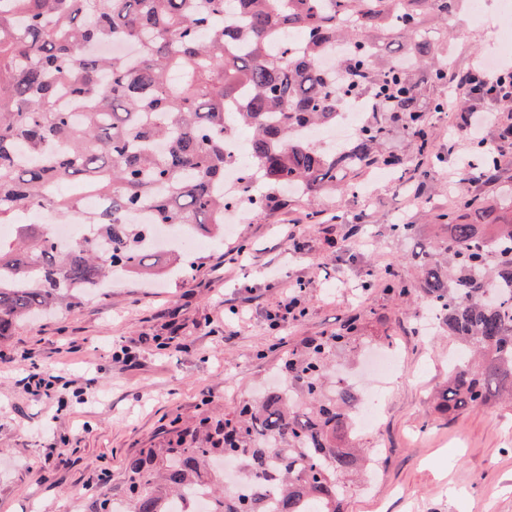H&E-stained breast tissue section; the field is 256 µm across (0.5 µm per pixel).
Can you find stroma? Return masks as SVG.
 <instances>
[{
    "label": "stroma",
    "instance_id": "stroma-1",
    "mask_svg": "<svg viewBox=\"0 0 512 512\" xmlns=\"http://www.w3.org/2000/svg\"><path fill=\"white\" fill-rule=\"evenodd\" d=\"M485 2L481 26L471 27L465 11L452 23L441 49L449 70L492 54L512 29V0ZM455 124V113H432L429 139L442 164L425 182L370 175L357 198L293 197L283 207L243 210L223 240L198 249L192 273L129 275L70 310L18 322L0 338V512H99L141 449L166 447L174 430L223 417L276 380L288 352L352 319L360 336L337 352L338 376L381 392L376 427L356 440L379 449L383 480L354 488L345 512H512V405L433 414L456 341L442 326L422 330L423 297L398 300L370 278L391 263L401 280L418 281L413 243L438 239L435 215L452 203L448 176L472 151L454 136ZM309 208L329 223H303ZM401 220L415 225L414 239L391 233ZM291 230L306 250L293 249ZM294 287L302 316L270 330L268 312ZM387 345L408 379L382 385L359 375L368 354ZM123 348L133 365L114 359ZM33 366L68 381L65 409L20 384ZM92 372L98 382L85 387Z\"/></svg>",
    "mask_w": 512,
    "mask_h": 512
}]
</instances>
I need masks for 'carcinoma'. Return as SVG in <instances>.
<instances>
[{"label": "carcinoma", "mask_w": 512, "mask_h": 512, "mask_svg": "<svg viewBox=\"0 0 512 512\" xmlns=\"http://www.w3.org/2000/svg\"><path fill=\"white\" fill-rule=\"evenodd\" d=\"M460 0H0V224L31 204L99 236L61 246L44 225L14 224L0 238V337L18 321L67 308L112 278L157 275L155 227L188 224L224 237L242 201L257 210L294 186L306 196L356 193L354 179L383 166L398 181L428 175L431 89L448 82L434 41ZM305 37L294 56L280 43ZM117 40L129 55L96 48ZM342 42L339 69L321 58ZM364 94L368 117L353 143L331 152L297 128L336 123L339 103ZM400 125L413 156L377 154ZM246 129L254 173L224 196V137ZM271 188L254 195L255 182ZM72 185L80 189L66 193ZM108 205L88 211L86 191ZM484 219L466 220V212ZM445 241L411 259L425 301L448 324L463 361L435 394L448 416L512 402V219L458 188L437 214ZM356 329L313 341L284 364L283 387L227 413L201 439L182 431L167 448L127 463L126 512H174L185 490H208V512H341L362 466L349 446L355 394L334 389L333 359ZM230 458L248 491L212 467Z\"/></svg>", "instance_id": "1"}]
</instances>
